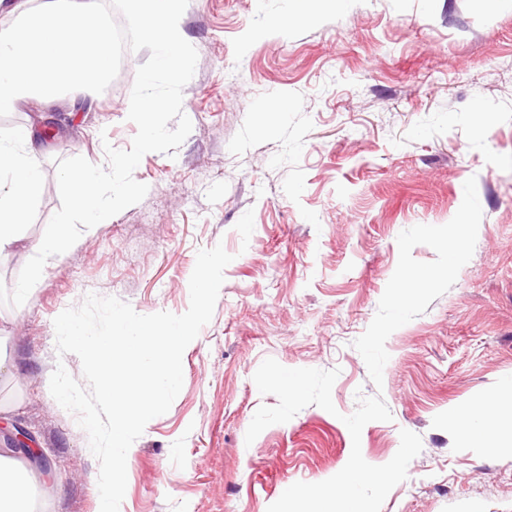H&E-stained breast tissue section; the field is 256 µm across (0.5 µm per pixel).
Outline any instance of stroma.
Segmentation results:
<instances>
[{
  "mask_svg": "<svg viewBox=\"0 0 512 512\" xmlns=\"http://www.w3.org/2000/svg\"><path fill=\"white\" fill-rule=\"evenodd\" d=\"M183 32L198 61L176 158L145 154V198L49 259L22 306L0 305V424L48 457L42 512H97L99 494L87 434L49 390L58 362L82 376L54 318L90 293L185 313L196 255L219 244L233 260L213 317L170 409L129 449L119 512H267L345 466L342 418L361 395L392 414L362 430L368 463L395 455L400 430L422 440L380 512H512V446H463L453 419L512 425V0H190ZM149 55L81 102L0 112V138L60 127L35 142L42 188L0 257L6 288L60 207L57 160L103 166L105 145L130 147ZM267 358L338 369L336 410L307 406L249 444L257 409L277 403L253 381Z\"/></svg>",
  "mask_w": 512,
  "mask_h": 512,
  "instance_id": "stroma-1",
  "label": "stroma"
}]
</instances>
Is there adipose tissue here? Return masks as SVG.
<instances>
[{
	"label": "adipose tissue",
	"mask_w": 512,
	"mask_h": 512,
	"mask_svg": "<svg viewBox=\"0 0 512 512\" xmlns=\"http://www.w3.org/2000/svg\"><path fill=\"white\" fill-rule=\"evenodd\" d=\"M13 9L20 23L0 28V112L31 95L47 102L63 90L78 96L110 79L112 33L98 0H50L36 9L17 0ZM41 186L33 131L18 128L0 140V256L20 241ZM35 484L23 462L0 454V512H36Z\"/></svg>",
	"instance_id": "obj_1"
}]
</instances>
